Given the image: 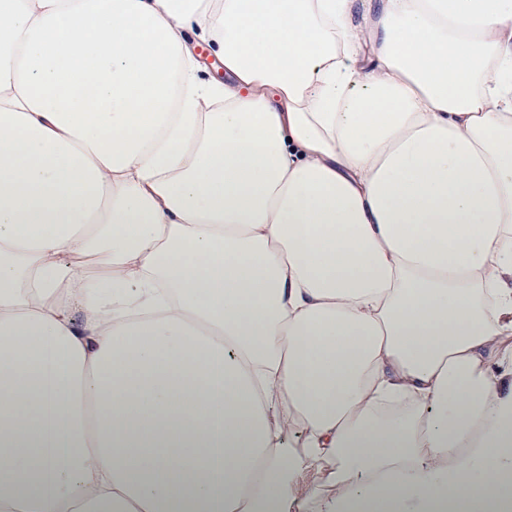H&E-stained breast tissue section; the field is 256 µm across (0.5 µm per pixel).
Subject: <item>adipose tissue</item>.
Segmentation results:
<instances>
[{
    "mask_svg": "<svg viewBox=\"0 0 512 512\" xmlns=\"http://www.w3.org/2000/svg\"><path fill=\"white\" fill-rule=\"evenodd\" d=\"M0 512H512V0H6Z\"/></svg>",
    "mask_w": 512,
    "mask_h": 512,
    "instance_id": "1",
    "label": "adipose tissue"
}]
</instances>
